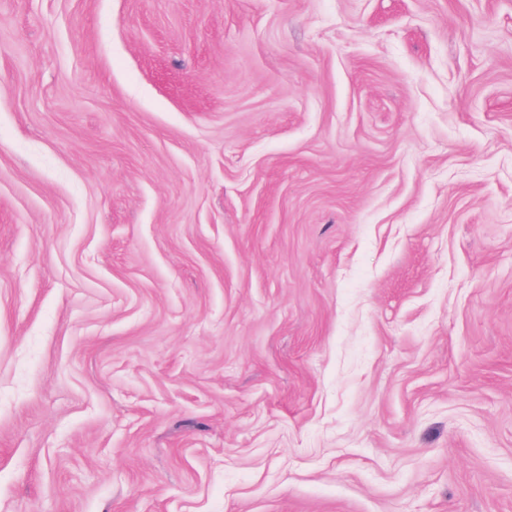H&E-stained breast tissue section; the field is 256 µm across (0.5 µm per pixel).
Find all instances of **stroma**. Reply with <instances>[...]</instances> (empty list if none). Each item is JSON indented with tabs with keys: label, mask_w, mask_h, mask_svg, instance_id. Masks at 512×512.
<instances>
[{
	"label": "stroma",
	"mask_w": 512,
	"mask_h": 512,
	"mask_svg": "<svg viewBox=\"0 0 512 512\" xmlns=\"http://www.w3.org/2000/svg\"><path fill=\"white\" fill-rule=\"evenodd\" d=\"M0 512H512V0H0Z\"/></svg>",
	"instance_id": "stroma-1"
}]
</instances>
